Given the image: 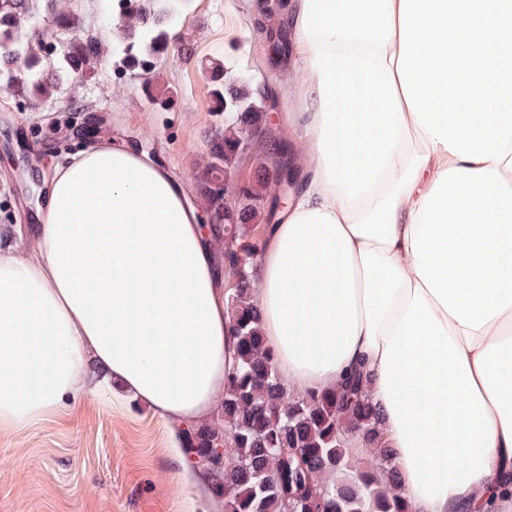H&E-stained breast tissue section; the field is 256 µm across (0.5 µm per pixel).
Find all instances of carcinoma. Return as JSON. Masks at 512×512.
I'll list each match as a JSON object with an SVG mask.
<instances>
[{"label":"carcinoma","mask_w":512,"mask_h":512,"mask_svg":"<svg viewBox=\"0 0 512 512\" xmlns=\"http://www.w3.org/2000/svg\"><path fill=\"white\" fill-rule=\"evenodd\" d=\"M119 28L131 53L125 64L169 47L166 31L149 21L146 0H121ZM33 0H0V88L29 105L42 102L74 78L105 61L102 44L81 32V18L63 0H53L48 23L63 37L59 53L49 56L35 27ZM215 115L239 101L241 111L224 124L207 146L194 173L201 212L225 211L224 228L210 235V246L237 282L228 312L238 338L239 365L224 384V397L213 421L181 431L183 453L204 463L221 454L231 460L217 480L224 491V512H308L311 488L323 492L325 512H410L409 503L381 483L376 472L390 468V449L382 442L378 413L357 392L358 375L341 386L292 394L281 381L274 353L259 329L251 298L257 288L252 269L258 245L255 225L270 223L277 209V183L260 175L242 183L235 200L224 205L222 180L239 181L241 148L251 142L254 161L263 165L267 144L252 139L266 121L262 107L246 89L224 87V68L210 72ZM370 447L372 462L341 481L348 471V435Z\"/></svg>","instance_id":"1"}]
</instances>
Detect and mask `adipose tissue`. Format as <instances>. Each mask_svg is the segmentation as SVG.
<instances>
[{"mask_svg": "<svg viewBox=\"0 0 512 512\" xmlns=\"http://www.w3.org/2000/svg\"><path fill=\"white\" fill-rule=\"evenodd\" d=\"M287 22L301 181L252 296L276 370L294 393L362 371L412 512H512V0H294ZM47 183L36 248L0 249V429L114 387L216 416L228 274L183 185L117 141Z\"/></svg>", "mask_w": 512, "mask_h": 512, "instance_id": "ef3b65f1", "label": "adipose tissue"}]
</instances>
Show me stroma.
I'll list each match as a JSON object with an SVG mask.
<instances>
[{
	"label": "stroma",
	"mask_w": 512,
	"mask_h": 512,
	"mask_svg": "<svg viewBox=\"0 0 512 512\" xmlns=\"http://www.w3.org/2000/svg\"><path fill=\"white\" fill-rule=\"evenodd\" d=\"M84 34L117 47L112 0H74ZM254 0H178L164 18L193 47L190 59H154L152 74L172 101L161 109L144 99L139 69L107 62L90 77L62 86L40 109L19 106L0 89V241L17 253L35 248L38 190L29 174L49 172L86 144L135 139L166 165L186 190L218 124L211 111V63L258 86L269 68L254 27ZM78 100L93 110L82 135L65 124ZM0 512H224L202 464L185 457L174 422L135 401L78 399L69 414L16 432L0 430Z\"/></svg>",
	"instance_id": "35a3bbf8"
}]
</instances>
